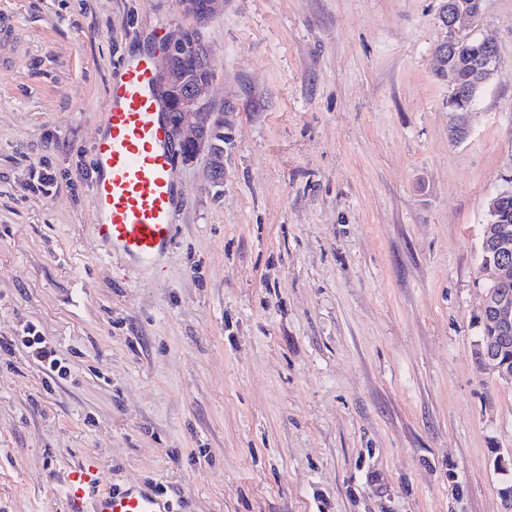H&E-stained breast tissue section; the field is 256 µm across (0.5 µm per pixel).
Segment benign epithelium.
<instances>
[{"label":"benign epithelium","mask_w":512,"mask_h":512,"mask_svg":"<svg viewBox=\"0 0 512 512\" xmlns=\"http://www.w3.org/2000/svg\"><path fill=\"white\" fill-rule=\"evenodd\" d=\"M221 4L223 0H207L202 9L196 10L194 3L190 0H182L183 11L191 19L192 24L165 39L162 54L155 63L156 86L166 97L167 103H172L176 87L185 86L184 92L177 100L178 117L171 124V134L179 150H187L194 156L203 152L213 155L212 132L224 119V113L212 111L206 102V95L213 78L201 77L187 80V75L179 72L176 59L191 58L203 68L209 64L210 53L201 40L199 29L218 14ZM443 18L441 27L445 30V36L440 45L454 52L458 48L459 38L469 32V26L474 24L475 16L469 4H464L461 0H443ZM482 44L485 47V57L471 74L470 87L472 88L486 85L500 60L495 42L485 39ZM485 242L497 244L498 255L495 262L484 264V272L495 281L509 268V259L512 258V227L496 222L489 225L485 229ZM481 316L492 327L497 341L507 342L512 339L511 293L505 290L486 293L481 307ZM495 342L492 341L481 348L483 363L495 378H502L512 383V375L499 371V366L496 364Z\"/></svg>","instance_id":"benign-epithelium-1"}]
</instances>
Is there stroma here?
<instances>
[{
	"instance_id": "obj_1",
	"label": "stroma",
	"mask_w": 512,
	"mask_h": 512,
	"mask_svg": "<svg viewBox=\"0 0 512 512\" xmlns=\"http://www.w3.org/2000/svg\"><path fill=\"white\" fill-rule=\"evenodd\" d=\"M441 0H224L202 31L224 184L176 157L173 247L94 239L93 143L178 0H0V512H66L78 462L175 512H499L512 383L475 348L488 199L512 188V0L466 137L435 74ZM48 165L58 186L29 187ZM34 324L68 368L5 344ZM18 20L14 15L0 11V70L12 69L21 57L17 38Z\"/></svg>"
}]
</instances>
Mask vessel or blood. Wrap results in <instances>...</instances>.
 I'll return each instance as SVG.
<instances>
[{
    "label": "vessel or blood",
    "instance_id": "vessel-or-blood-1",
    "mask_svg": "<svg viewBox=\"0 0 512 512\" xmlns=\"http://www.w3.org/2000/svg\"><path fill=\"white\" fill-rule=\"evenodd\" d=\"M18 20L0 11V70L21 57ZM153 65L124 62L108 90L110 107L93 146L101 174L91 184L95 239L108 255L133 265L157 263L172 246L177 195L175 155L164 106L154 92ZM68 512H172V503L140 484L113 487L91 464H75L59 477Z\"/></svg>",
    "mask_w": 512,
    "mask_h": 512
}]
</instances>
